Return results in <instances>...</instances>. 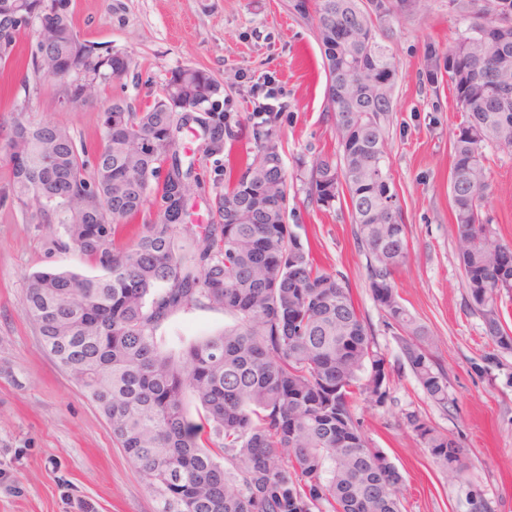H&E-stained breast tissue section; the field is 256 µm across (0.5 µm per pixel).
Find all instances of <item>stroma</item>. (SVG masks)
<instances>
[{"label":"stroma","instance_id":"1","mask_svg":"<svg viewBox=\"0 0 512 512\" xmlns=\"http://www.w3.org/2000/svg\"><path fill=\"white\" fill-rule=\"evenodd\" d=\"M73 9L80 35L127 56L128 70L103 85L94 102L63 108L54 85L24 84L25 63L0 65V122H9L12 104L24 100L30 118L67 127L92 152L113 98L143 109L172 72L198 67L219 81L233 76L224 98L243 116L263 103L262 84L271 81L293 114L282 128L290 194L301 189L294 178L298 157L336 150L316 31L291 0H73ZM460 28L448 0H418L414 13L389 31L400 75L387 153L410 244L394 279L403 304L436 338L447 406L426 396L386 327L346 206L300 211L316 262L350 288L384 359L385 406L361 397L352 410L371 445L402 475V512H512V353L497 350L468 306L448 195L450 143L461 116L447 86L432 88L422 77L429 46L446 47ZM483 153L491 186L486 212L498 238L512 243V154L493 144ZM58 231L55 224L25 223L19 203L0 200V512H155L153 494L109 424L43 348L24 313L32 273H99L74 253L49 250ZM228 321L215 308L175 312L160 330L161 347L179 353L222 332ZM409 411L458 442L460 473L436 464L407 426Z\"/></svg>","mask_w":512,"mask_h":512}]
</instances>
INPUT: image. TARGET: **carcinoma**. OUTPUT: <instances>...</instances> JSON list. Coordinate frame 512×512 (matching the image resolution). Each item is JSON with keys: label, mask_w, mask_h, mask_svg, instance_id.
Returning a JSON list of instances; mask_svg holds the SVG:
<instances>
[{"label": "carcinoma", "mask_w": 512, "mask_h": 512, "mask_svg": "<svg viewBox=\"0 0 512 512\" xmlns=\"http://www.w3.org/2000/svg\"><path fill=\"white\" fill-rule=\"evenodd\" d=\"M512 0H448L464 25L441 53L429 48V86L447 81L462 122L452 141L449 193L456 255L470 307L505 353L503 323L512 297L509 248L485 213L490 184L483 148L512 153ZM21 12L52 24L49 44L31 50V65L62 58L92 77L87 97L128 64L100 54L76 30L72 0H16ZM315 22L338 151L299 160L296 179L308 204L330 209L344 199L367 257L372 297L397 330L401 353L424 392L448 405V379L434 361L435 340L400 302L393 271L409 243L386 153L398 79L396 57L380 25L413 13L416 0H296ZM34 29L4 18L0 40L11 45ZM207 106L200 123L171 112L167 95ZM224 88L205 69L174 71L151 104L135 112L124 99L104 112L102 145L93 154L71 132L17 113L3 146L11 178L3 199L22 205L28 224H59L51 250L73 251L101 277L71 270L28 277L24 312L45 347L87 393L112 428L157 512H401V475L370 446L351 411L354 395L374 406L389 397L384 359L336 274L314 264L308 239L288 223V174L280 131L292 114L253 112L242 121L224 111ZM185 131L203 157H226L224 184L213 200L216 223L197 229L189 217L200 198L195 161L176 142ZM253 144L240 168L231 146L241 133ZM142 231L114 244L127 222ZM219 307L224 331L174 355L157 333L172 313ZM191 392L202 409L187 414ZM408 427L444 470H460L461 448L416 412Z\"/></svg>", "instance_id": "obj_1"}]
</instances>
